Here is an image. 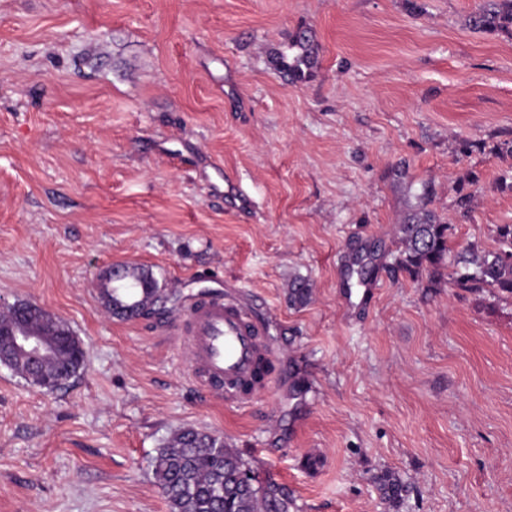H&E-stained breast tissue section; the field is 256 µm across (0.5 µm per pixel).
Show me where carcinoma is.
<instances>
[{"label": "carcinoma", "mask_w": 512, "mask_h": 512, "mask_svg": "<svg viewBox=\"0 0 512 512\" xmlns=\"http://www.w3.org/2000/svg\"><path fill=\"white\" fill-rule=\"evenodd\" d=\"M468 27L488 36L506 34L512 37V0H483L467 19ZM294 52L289 69L296 79L304 76L313 63L308 39L300 36L291 45ZM478 176L470 173L459 181L454 207L462 217L469 216L477 199ZM401 223L394 226L398 247L397 267L411 276L427 271L442 276L453 259V281L459 288L480 291L489 288L512 297V224H499L495 229L497 247L487 249L477 243L455 251L451 246L453 225L428 208L426 193L415 196ZM158 280L143 267H131L119 280L108 273L102 277L99 293L111 304L117 318L149 315L157 302ZM311 284L295 279L289 284L288 304L299 308L312 298ZM3 332L0 349L10 347L9 326L14 323L11 310L0 313ZM30 325L51 335L56 351L41 370L32 371L25 360L16 358L9 369L31 386L44 387L65 373L77 376L85 364L86 351L69 325L56 315L46 319L30 316ZM153 475L162 490L170 512H290L292 500L288 491L272 482L239 479L251 470L250 463L223 438L194 428L177 430L159 448L152 460ZM382 497L398 505L406 490L401 480L391 473L377 477Z\"/></svg>", "instance_id": "cac0c4a2"}]
</instances>
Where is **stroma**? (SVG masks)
Listing matches in <instances>:
<instances>
[{"instance_id":"stroma-1","label":"stroma","mask_w":512,"mask_h":512,"mask_svg":"<svg viewBox=\"0 0 512 512\" xmlns=\"http://www.w3.org/2000/svg\"><path fill=\"white\" fill-rule=\"evenodd\" d=\"M420 2L0 0V305L48 309L86 351L54 391L0 366V512H168L152 460L184 427L285 485L290 512H512V298L397 270L391 234L425 187L454 248L512 224L488 151L512 138V38L470 30L478 0ZM302 32L298 81L281 58ZM220 168L256 208L225 210ZM364 247L369 301L346 272ZM116 264L151 268L165 311L106 312ZM219 291L277 350L245 408L191 381L173 331ZM477 183L478 176L473 173L468 174L459 181L454 207L461 217H468L475 206L478 193ZM376 483L382 497L392 506H397L401 502L406 486L398 477L391 473H384L377 477Z\"/></svg>"}]
</instances>
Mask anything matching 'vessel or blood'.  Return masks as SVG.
I'll use <instances>...</instances> for the list:
<instances>
[{"instance_id": "obj_1", "label": "vessel or blood", "mask_w": 512, "mask_h": 512, "mask_svg": "<svg viewBox=\"0 0 512 512\" xmlns=\"http://www.w3.org/2000/svg\"><path fill=\"white\" fill-rule=\"evenodd\" d=\"M174 333L189 353L190 377L225 404L245 407L266 391L270 377H257L260 362L274 357L265 341L264 321L237 299L221 294L200 297L182 309Z\"/></svg>"}]
</instances>
